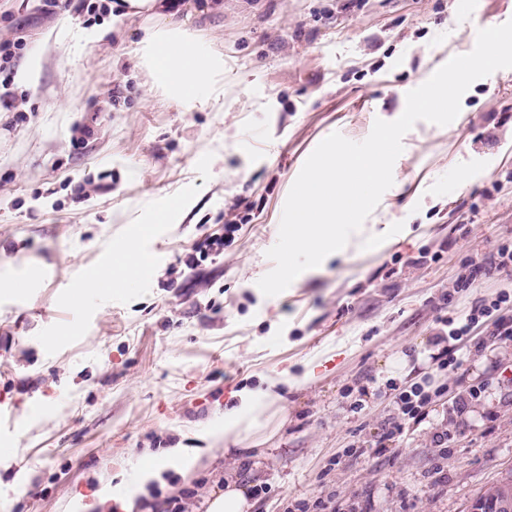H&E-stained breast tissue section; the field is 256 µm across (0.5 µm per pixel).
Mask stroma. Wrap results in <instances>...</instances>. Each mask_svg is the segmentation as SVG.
Returning a JSON list of instances; mask_svg holds the SVG:
<instances>
[{
	"label": "stroma",
	"instance_id": "obj_1",
	"mask_svg": "<svg viewBox=\"0 0 512 512\" xmlns=\"http://www.w3.org/2000/svg\"><path fill=\"white\" fill-rule=\"evenodd\" d=\"M223 2L182 0L170 20L224 60L223 94L191 105L140 63L150 13L116 27L80 0L55 16L0 0V40L28 36L12 85L24 104L0 112V512H69L79 495L121 512L95 491L171 448L200 463L151 492L192 490L188 512H208L228 477L264 486L253 512L318 497L335 512H469L512 475V341L472 336L462 367L442 371L432 339L443 319L512 297V272L468 267L512 246V69L475 81L451 124L404 136L368 218L404 225L382 250L267 297L257 282L307 157L333 132L359 142L399 118L469 43L455 0ZM171 199L177 216L159 220ZM129 240L155 263L85 292ZM402 354L408 373L392 372ZM282 369L288 420L270 440L230 453L200 440L236 391ZM425 382L446 395L370 454L398 419L391 389Z\"/></svg>",
	"mask_w": 512,
	"mask_h": 512
}]
</instances>
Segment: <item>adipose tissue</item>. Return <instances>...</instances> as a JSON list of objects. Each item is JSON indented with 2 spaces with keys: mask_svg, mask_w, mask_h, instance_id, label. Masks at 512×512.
I'll use <instances>...</instances> for the list:
<instances>
[{
  "mask_svg": "<svg viewBox=\"0 0 512 512\" xmlns=\"http://www.w3.org/2000/svg\"><path fill=\"white\" fill-rule=\"evenodd\" d=\"M130 8L153 11L156 24L144 40L143 51L149 73L155 84L162 86L170 97L191 99L213 85L214 78L224 68L219 58L199 56L193 43L172 27L171 0H127ZM287 372L266 377L263 386L238 392L235 402L225 408L224 419L210 430L211 437L241 446H252L272 437L288 419V407L282 395L288 383ZM197 453L175 450L141 467L135 481L119 480L100 487V502L115 501L122 512H134L136 501L146 486L159 480L167 470L181 476L191 475L197 464Z\"/></svg>",
  "mask_w": 512,
  "mask_h": 512,
  "instance_id": "ef3b65f1",
  "label": "adipose tissue"
}]
</instances>
